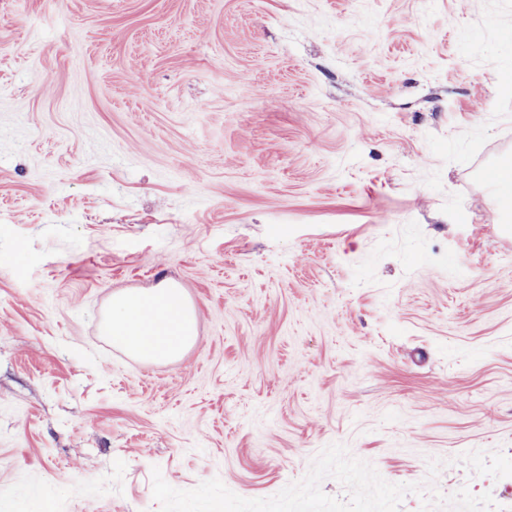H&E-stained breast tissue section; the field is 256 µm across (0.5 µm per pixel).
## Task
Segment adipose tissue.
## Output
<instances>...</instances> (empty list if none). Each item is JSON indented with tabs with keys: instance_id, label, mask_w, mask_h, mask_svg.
Masks as SVG:
<instances>
[{
	"instance_id": "obj_1",
	"label": "adipose tissue",
	"mask_w": 512,
	"mask_h": 512,
	"mask_svg": "<svg viewBox=\"0 0 512 512\" xmlns=\"http://www.w3.org/2000/svg\"><path fill=\"white\" fill-rule=\"evenodd\" d=\"M197 310L183 288L165 281L113 293L102 330L113 345L145 360L179 358L193 345Z\"/></svg>"
}]
</instances>
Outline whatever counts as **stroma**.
Wrapping results in <instances>:
<instances>
[{"instance_id": "stroma-1", "label": "stroma", "mask_w": 512, "mask_h": 512, "mask_svg": "<svg viewBox=\"0 0 512 512\" xmlns=\"http://www.w3.org/2000/svg\"><path fill=\"white\" fill-rule=\"evenodd\" d=\"M510 171L512 0H0V512L334 443L501 501ZM164 280L196 339L142 362L102 319Z\"/></svg>"}]
</instances>
